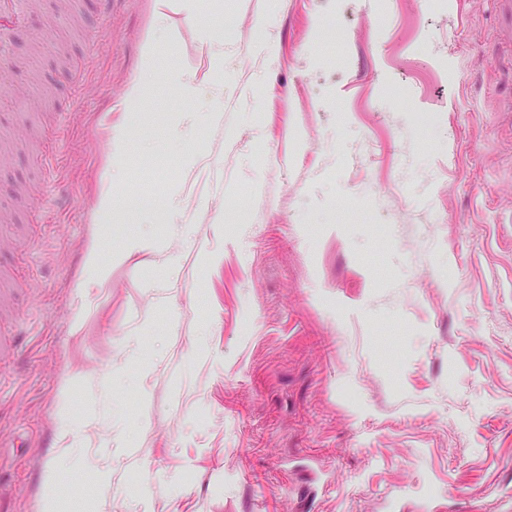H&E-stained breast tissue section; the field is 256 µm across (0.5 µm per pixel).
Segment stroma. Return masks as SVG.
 I'll list each match as a JSON object with an SVG mask.
<instances>
[{"label": "stroma", "mask_w": 512, "mask_h": 512, "mask_svg": "<svg viewBox=\"0 0 512 512\" xmlns=\"http://www.w3.org/2000/svg\"><path fill=\"white\" fill-rule=\"evenodd\" d=\"M168 2L11 8L0 512H512L497 0Z\"/></svg>", "instance_id": "obj_1"}]
</instances>
